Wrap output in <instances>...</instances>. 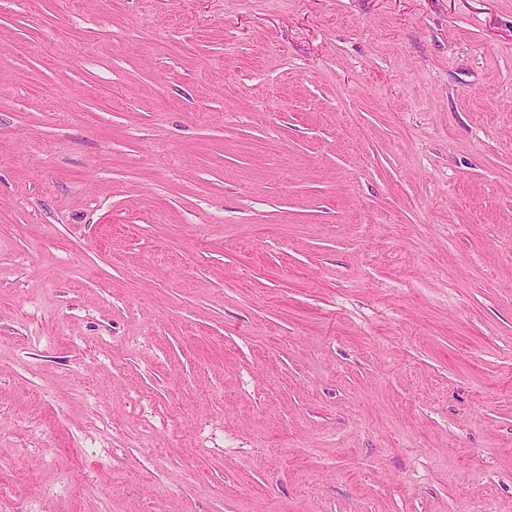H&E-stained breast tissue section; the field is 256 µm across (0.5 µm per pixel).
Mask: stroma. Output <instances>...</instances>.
<instances>
[{
  "instance_id": "1",
  "label": "stroma",
  "mask_w": 512,
  "mask_h": 512,
  "mask_svg": "<svg viewBox=\"0 0 512 512\" xmlns=\"http://www.w3.org/2000/svg\"><path fill=\"white\" fill-rule=\"evenodd\" d=\"M512 512V0H0V512Z\"/></svg>"
}]
</instances>
